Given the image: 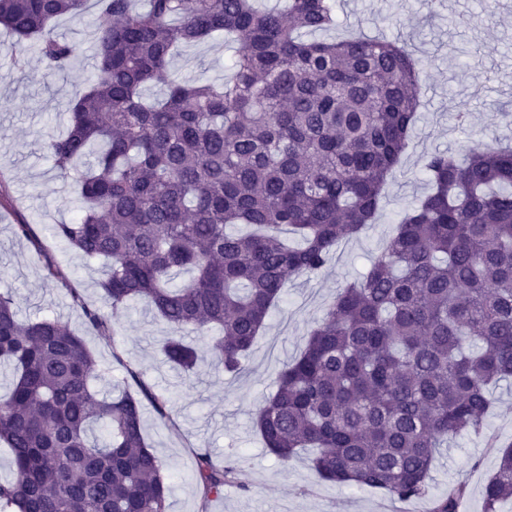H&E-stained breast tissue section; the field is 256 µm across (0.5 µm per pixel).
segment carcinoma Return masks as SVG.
Listing matches in <instances>:
<instances>
[{"instance_id":"obj_1","label":"carcinoma","mask_w":512,"mask_h":512,"mask_svg":"<svg viewBox=\"0 0 512 512\" xmlns=\"http://www.w3.org/2000/svg\"><path fill=\"white\" fill-rule=\"evenodd\" d=\"M95 77L69 107L66 132L42 137L57 177L79 191V214L53 238L106 260L99 283L112 309L142 301L170 328L166 363L197 367L181 332L220 335L211 351L238 374L288 281L317 277L338 244L375 222L419 107L420 62L386 39L320 40L336 0H94ZM88 0H0L10 49H36L60 75L78 60L55 22ZM236 43L221 82L177 79L182 48ZM163 96L149 99L153 87ZM430 192L407 207L359 281L324 308L276 390L256 407L264 447L287 462L302 451L316 477L380 490L401 502L429 492L441 442L477 432L492 387L512 379V150L468 147L426 156ZM184 271L191 277L176 285ZM89 327L110 319L74 288ZM0 443L15 478L0 512H167L170 485L143 433L141 387L106 396L100 364L57 318L23 320L0 292ZM104 427L107 437L93 436ZM236 467L196 452L203 500ZM458 482L431 512H459ZM512 498V443L484 487L485 512Z\"/></svg>"}]
</instances>
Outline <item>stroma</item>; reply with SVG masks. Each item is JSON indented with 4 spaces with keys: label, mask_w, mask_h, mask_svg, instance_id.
<instances>
[{
    "label": "stroma",
    "mask_w": 512,
    "mask_h": 512,
    "mask_svg": "<svg viewBox=\"0 0 512 512\" xmlns=\"http://www.w3.org/2000/svg\"><path fill=\"white\" fill-rule=\"evenodd\" d=\"M484 5L482 0H336L339 25L330 38L363 34L399 40L422 61L416 131L399 173L385 188L377 223L342 242L321 276L288 284L245 359L244 372L221 373L206 354L188 379L159 355L169 334L166 324L140 303L112 310L99 286L103 261L83 259L51 235L53 224L76 218V191L57 178L38 134L65 130L71 100L94 77L95 5H88L84 17H64L55 24L59 34L78 45L77 65L62 76L46 75L36 52L13 56L8 35L0 31V292L13 290L21 317L60 319L84 339L103 370L92 382L95 391L136 390L138 382L125 371L130 365L140 371V382L170 399V420H161L149 405L143 413L145 438L166 464L169 512H378L382 492L321 481L308 455L283 462L267 453L252 413L274 391L278 372L299 353L324 305L345 283L367 273L400 214L428 193L426 155L457 149L474 136L493 146L512 145V0H491L489 20L483 17ZM229 58L217 39L183 49L172 69L183 78L218 81L228 74ZM18 224L31 225L35 240L17 236ZM50 259L58 262L63 278L46 279ZM73 288L109 314L114 335L86 327L71 302ZM116 351L121 361L113 360ZM496 397L481 431L449 440L435 460L427 497L404 503L403 512H429L431 499L461 481L468 488L461 512H483V488L499 456L488 439L512 441V383L498 385ZM200 448L238 463L223 495L206 502L192 479Z\"/></svg>",
    "instance_id": "35a3bbf8"
}]
</instances>
